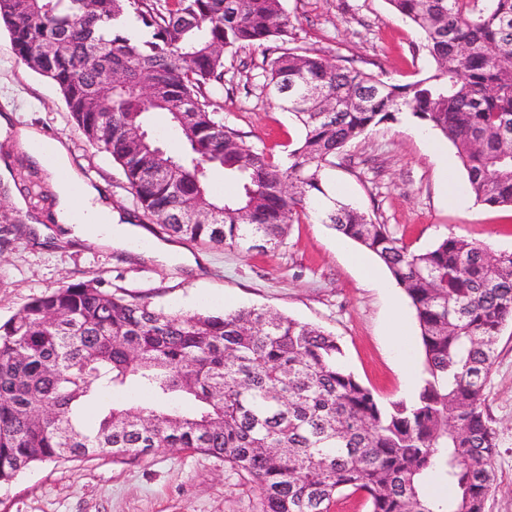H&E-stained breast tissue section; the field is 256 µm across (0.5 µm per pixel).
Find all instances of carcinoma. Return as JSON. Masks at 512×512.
<instances>
[{
    "label": "carcinoma",
    "mask_w": 512,
    "mask_h": 512,
    "mask_svg": "<svg viewBox=\"0 0 512 512\" xmlns=\"http://www.w3.org/2000/svg\"><path fill=\"white\" fill-rule=\"evenodd\" d=\"M92 2L0 0V26L143 216L247 251L278 247L294 223L330 226L406 293L425 377L412 402L384 404L318 326L255 306L176 313L79 280L0 324V487L42 462L195 448L257 493V512H331L345 491L370 512H488L497 430L482 396L512 322V252L458 235L413 250L331 194L324 171L407 113L455 146L476 202L512 207V0H388L434 62L405 84L288 47L282 0ZM247 48L272 51L263 88L299 129L283 161L224 124V57ZM157 113L183 154L153 133ZM216 168L235 196L211 194ZM137 389L153 402L103 401Z\"/></svg>",
    "instance_id": "cac0c4a2"
}]
</instances>
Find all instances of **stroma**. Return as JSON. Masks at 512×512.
Returning <instances> with one entry per match:
<instances>
[{"instance_id": "1", "label": "stroma", "mask_w": 512, "mask_h": 512, "mask_svg": "<svg viewBox=\"0 0 512 512\" xmlns=\"http://www.w3.org/2000/svg\"><path fill=\"white\" fill-rule=\"evenodd\" d=\"M295 29L294 47L318 51L333 62L383 73L405 83L432 64L418 46L419 33L387 0H283ZM265 54L242 50L224 60V122L250 146L285 156L298 131L263 87ZM12 108L20 124L65 140L70 165L101 190L113 208L143 228L149 239L167 232L143 218L111 156L89 146L75 127L56 87L16 60L0 27V112ZM408 116L386 123L348 146L349 162L325 174L329 187L415 250L450 234L512 251V208L470 203L449 208L441 168ZM12 154V153H11ZM12 180L26 189V213L0 195V323L49 288L88 276L103 288H123L170 311L212 312L265 307L334 334L343 363L381 400H412L403 364L422 366L418 334L396 354L387 336L393 307L409 309L404 292L366 278L354 242L339 245L324 224L292 225L276 251H244L184 242L201 265L86 241L65 240L55 218L56 196L45 171L30 156L12 154ZM482 405L498 432L493 457L497 486L489 512H512V322L503 328ZM256 495L223 460L193 448H162L143 458L100 456L77 462H44L0 488V512H255Z\"/></svg>"}]
</instances>
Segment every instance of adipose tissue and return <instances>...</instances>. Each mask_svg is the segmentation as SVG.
I'll return each instance as SVG.
<instances>
[{
	"instance_id": "ef3b65f1",
	"label": "adipose tissue",
	"mask_w": 512,
	"mask_h": 512,
	"mask_svg": "<svg viewBox=\"0 0 512 512\" xmlns=\"http://www.w3.org/2000/svg\"><path fill=\"white\" fill-rule=\"evenodd\" d=\"M0 131L14 132L19 145L29 151L50 144L53 158L46 162L45 167L53 176L59 219L71 227L72 237L130 250L143 247L148 253L169 257L192 268L197 267V259L182 253L176 244L144 243L135 225L129 224L125 216L112 212L110 207L102 204L98 189L71 167L62 141L47 140L41 131L33 127L15 126L12 115L8 113L0 115Z\"/></svg>"
}]
</instances>
